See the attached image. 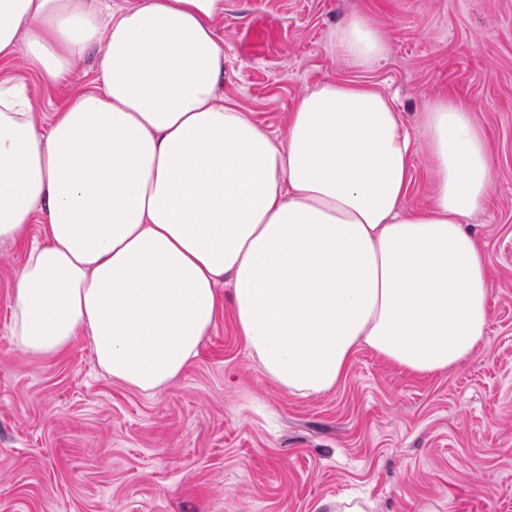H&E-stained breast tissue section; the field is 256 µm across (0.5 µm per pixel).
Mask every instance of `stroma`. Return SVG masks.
Masks as SVG:
<instances>
[{"label":"stroma","instance_id":"1","mask_svg":"<svg viewBox=\"0 0 512 512\" xmlns=\"http://www.w3.org/2000/svg\"><path fill=\"white\" fill-rule=\"evenodd\" d=\"M368 16L389 51L363 79L393 97L416 153L409 207L430 201L426 105L470 101L495 157L489 202L467 219L489 264L488 344L458 366L414 375L374 352L315 397L288 394L223 317L178 381L147 396L112 381L77 339L57 358L11 341L10 294L26 249L0 244V512H314L366 494L374 512H512V0H226L224 94L283 139L297 99L351 76L330 54L347 16ZM48 125L94 89L93 60L46 82L0 64Z\"/></svg>","mask_w":512,"mask_h":512}]
</instances>
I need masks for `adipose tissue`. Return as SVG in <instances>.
<instances>
[{
	"mask_svg": "<svg viewBox=\"0 0 512 512\" xmlns=\"http://www.w3.org/2000/svg\"><path fill=\"white\" fill-rule=\"evenodd\" d=\"M223 14L224 0H0V60L24 52L55 82L91 55L101 82L44 128L0 84V243L43 220L10 296L14 344L57 357L86 338L100 370L151 395L229 303L261 373L302 397L333 390L362 348L417 375L483 348L488 261L464 221L493 158L468 102L427 104L433 200L407 208L414 142L391 100L331 80L272 137L224 96ZM328 50L368 71L387 39L353 14Z\"/></svg>",
	"mask_w": 512,
	"mask_h": 512,
	"instance_id": "obj_1",
	"label": "adipose tissue"
}]
</instances>
